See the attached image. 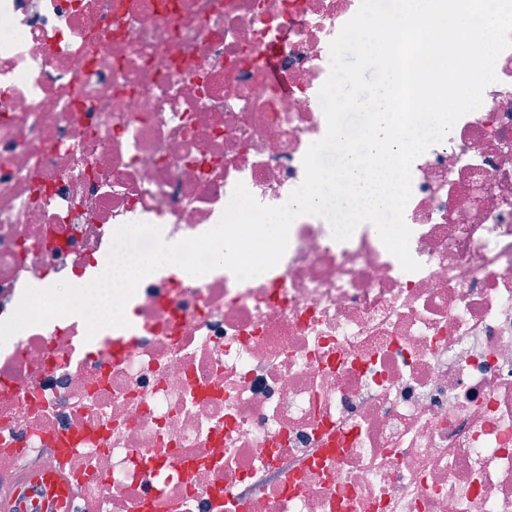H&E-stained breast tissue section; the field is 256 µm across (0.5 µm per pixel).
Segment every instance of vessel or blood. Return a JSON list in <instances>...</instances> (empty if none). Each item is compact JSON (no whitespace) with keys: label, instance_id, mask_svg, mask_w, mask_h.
I'll return each mask as SVG.
<instances>
[{"label":"vessel or blood","instance_id":"obj_1","mask_svg":"<svg viewBox=\"0 0 512 512\" xmlns=\"http://www.w3.org/2000/svg\"><path fill=\"white\" fill-rule=\"evenodd\" d=\"M22 492L0 500V512H30V501H37L39 512H72L73 490L56 476H43L31 469L24 473Z\"/></svg>","mask_w":512,"mask_h":512}]
</instances>
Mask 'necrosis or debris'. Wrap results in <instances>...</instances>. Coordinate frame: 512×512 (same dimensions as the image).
<instances>
[{
	"instance_id": "obj_1",
	"label": "necrosis or debris",
	"mask_w": 512,
	"mask_h": 512,
	"mask_svg": "<svg viewBox=\"0 0 512 512\" xmlns=\"http://www.w3.org/2000/svg\"><path fill=\"white\" fill-rule=\"evenodd\" d=\"M360 4L0 0V320L121 225L201 235L239 183L285 203ZM495 72L411 165L419 270L305 215L259 276L162 267L126 327L0 346V494L30 465L76 512H512V48Z\"/></svg>"
}]
</instances>
